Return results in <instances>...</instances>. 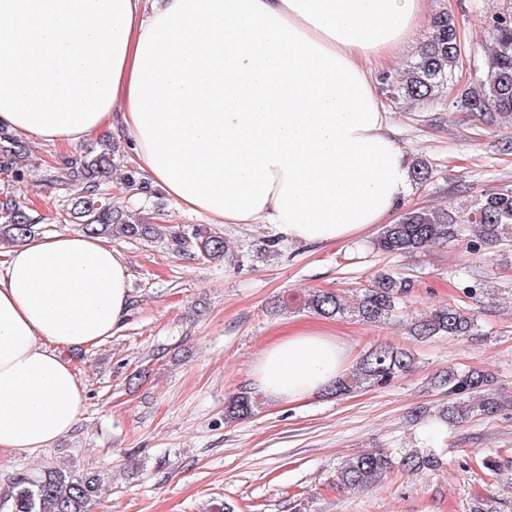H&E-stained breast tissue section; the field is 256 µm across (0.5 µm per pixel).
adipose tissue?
Segmentation results:
<instances>
[{
  "instance_id": "1",
  "label": "adipose tissue",
  "mask_w": 512,
  "mask_h": 512,
  "mask_svg": "<svg viewBox=\"0 0 512 512\" xmlns=\"http://www.w3.org/2000/svg\"><path fill=\"white\" fill-rule=\"evenodd\" d=\"M424 0H0V127L68 148L110 129L184 212L349 240L410 192L373 67ZM130 302L129 271L87 234L30 239L0 261V450L70 433L84 391L60 348L98 344ZM335 336L288 333L251 375L276 402L326 391Z\"/></svg>"
}]
</instances>
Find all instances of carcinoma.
<instances>
[{
  "label": "carcinoma",
  "mask_w": 512,
  "mask_h": 512,
  "mask_svg": "<svg viewBox=\"0 0 512 512\" xmlns=\"http://www.w3.org/2000/svg\"><path fill=\"white\" fill-rule=\"evenodd\" d=\"M490 48L482 64L475 69L474 86L459 96L461 108L481 117L488 126L512 120V5L493 11L485 20ZM460 37L451 17L442 13L432 17L429 36L421 46L416 62L402 78L389 82L396 99L423 102L434 98L451 82L463 65L459 52ZM114 160L112 146L101 149L89 146L50 176V181L67 186L82 185V190L63 200L62 208L69 221L90 235L118 236L151 240L165 227L132 222L112 202L107 187L112 182ZM30 172L27 145L16 134L0 128V174L20 184ZM461 216L447 208H414L405 211L393 224H386L374 242V249L384 253H414L428 246L448 244L461 236ZM467 223L474 227L475 239L469 247L475 251L496 249L506 245L512 233V188L480 197L468 213ZM39 223L30 209L11 195L0 199V240L14 245L34 235ZM170 240L177 249L193 240L205 259H219L226 252L221 233L199 224L186 238L172 231ZM415 286L413 278L379 272L357 292L355 303L349 305L333 291L319 290L311 295L308 308L324 317L352 314L366 323L384 322L398 312ZM477 320L471 309L450 303L418 316L411 323L410 333L420 341L448 336L466 340L476 335ZM416 364L414 354L395 347H376L356 365L354 371L340 377L328 389L336 397L351 393L369 384L380 388L408 374ZM432 389L442 396L435 409L418 407L415 419L431 418L448 426L474 417H492L512 404L502 399L495 377L479 368L458 370L448 367L431 378ZM254 408L250 392L243 390L229 398L225 419L242 420ZM440 465L439 455L432 451L410 450L399 456L384 449L364 451L346 460L336 470V485L344 489L367 487L393 471L414 473L433 470ZM100 475L94 471L72 473L62 468L47 470L31 478L22 476L14 482L10 495L11 512H88L101 495Z\"/></svg>",
  "instance_id": "1"
}]
</instances>
